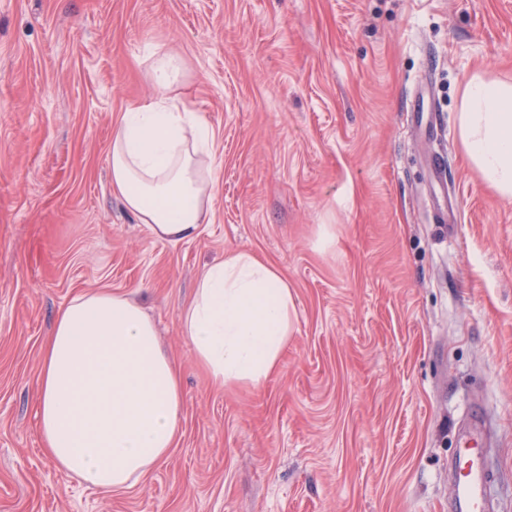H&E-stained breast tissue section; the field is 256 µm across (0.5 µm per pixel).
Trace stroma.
Wrapping results in <instances>:
<instances>
[{
  "label": "stroma",
  "instance_id": "stroma-1",
  "mask_svg": "<svg viewBox=\"0 0 512 512\" xmlns=\"http://www.w3.org/2000/svg\"><path fill=\"white\" fill-rule=\"evenodd\" d=\"M159 46L216 140L188 242L155 239L108 175L117 119L159 93ZM477 73L512 80V0H0V512H454L478 417L512 512V199L462 153ZM423 84L447 128L432 145ZM237 251L287 277L296 321L277 373L223 392L181 314ZM96 290L140 301L182 374L176 447L122 493L57 468L36 417L54 317Z\"/></svg>",
  "mask_w": 512,
  "mask_h": 512
}]
</instances>
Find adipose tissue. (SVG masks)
<instances>
[{
  "mask_svg": "<svg viewBox=\"0 0 512 512\" xmlns=\"http://www.w3.org/2000/svg\"><path fill=\"white\" fill-rule=\"evenodd\" d=\"M181 61L156 52L161 91L122 113L108 165L113 192L159 240L196 239L212 208L214 135L171 89ZM459 138L467 163L500 197L512 198V83L477 74L463 89ZM287 279L252 253L205 270L182 328L219 388L256 385L276 373L294 332ZM180 374L154 321L122 293L93 291L56 314L41 348L39 433L57 467L87 487L134 488L181 434Z\"/></svg>",
  "mask_w": 512,
  "mask_h": 512,
  "instance_id": "obj_1",
  "label": "adipose tissue"
}]
</instances>
